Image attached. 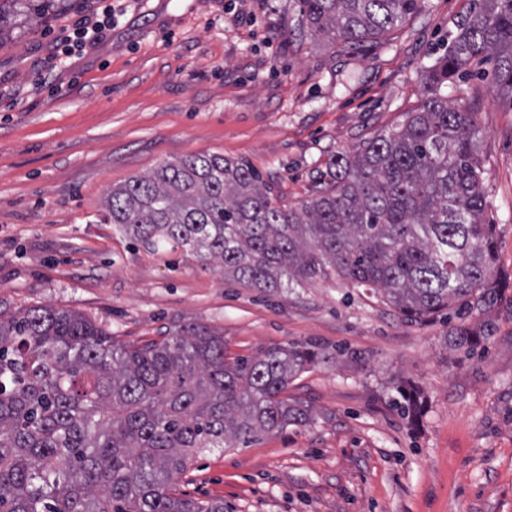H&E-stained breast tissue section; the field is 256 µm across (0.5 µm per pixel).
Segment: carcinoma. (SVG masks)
<instances>
[{
    "mask_svg": "<svg viewBox=\"0 0 512 512\" xmlns=\"http://www.w3.org/2000/svg\"><path fill=\"white\" fill-rule=\"evenodd\" d=\"M296 25L359 45L402 24L417 0H299ZM56 0H0V37ZM487 58L512 101V0H473L448 53L398 128L330 162L331 181L298 207L274 198L241 160L190 154L110 188L104 220L149 250H188L253 288L336 278L373 288L411 321L458 319L448 349L495 333L503 304L475 113L442 86ZM324 359L293 343L230 357L206 328L142 345L84 315L37 307L0 319V512H224L176 492L206 450L313 421L288 384ZM414 420L424 396L396 384Z\"/></svg>",
    "mask_w": 512,
    "mask_h": 512,
    "instance_id": "1",
    "label": "carcinoma"
}]
</instances>
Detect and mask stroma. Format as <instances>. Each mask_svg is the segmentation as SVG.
<instances>
[{
	"label": "stroma",
	"instance_id": "obj_1",
	"mask_svg": "<svg viewBox=\"0 0 512 512\" xmlns=\"http://www.w3.org/2000/svg\"><path fill=\"white\" fill-rule=\"evenodd\" d=\"M103 0H67L0 37V314L71 309L140 345L206 327L228 356L296 343L326 354L288 386L314 422L196 455L176 481L226 512H512V311L489 343L449 351L448 319L407 320L368 288L268 293L190 251L104 223L107 190L194 153L247 162L296 205L330 158L403 123L470 0H418L353 49L298 31V0H119L95 48L69 37ZM490 63L448 99L483 131L486 221L512 298V103ZM426 399L419 421L393 385Z\"/></svg>",
	"mask_w": 512,
	"mask_h": 512
}]
</instances>
